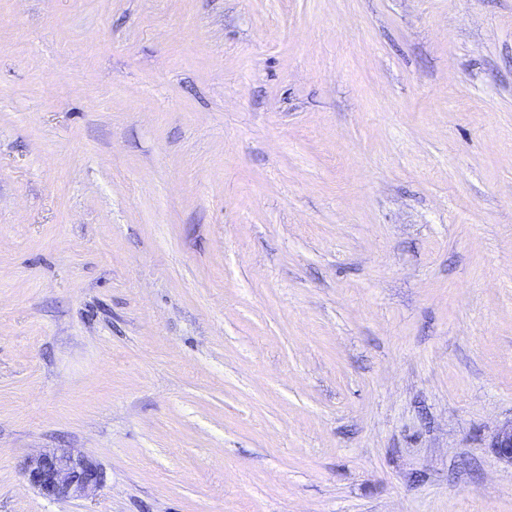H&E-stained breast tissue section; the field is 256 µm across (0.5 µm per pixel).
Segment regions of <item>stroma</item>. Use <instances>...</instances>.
Masks as SVG:
<instances>
[{
	"instance_id": "stroma-1",
	"label": "stroma",
	"mask_w": 512,
	"mask_h": 512,
	"mask_svg": "<svg viewBox=\"0 0 512 512\" xmlns=\"http://www.w3.org/2000/svg\"><path fill=\"white\" fill-rule=\"evenodd\" d=\"M510 420L512 0H0V512H512ZM491 448L497 457L512 465V421L500 426L492 439ZM24 475L30 487L52 500L88 498L104 483L99 465L71 449L53 448L28 457Z\"/></svg>"
}]
</instances>
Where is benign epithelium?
I'll list each match as a JSON object with an SVG mask.
<instances>
[{"label":"benign epithelium","instance_id":"1","mask_svg":"<svg viewBox=\"0 0 512 512\" xmlns=\"http://www.w3.org/2000/svg\"><path fill=\"white\" fill-rule=\"evenodd\" d=\"M491 447L500 460L512 464V422L496 430ZM24 475L30 487L52 500L88 498L104 483L99 465L71 449L53 448L28 457Z\"/></svg>","mask_w":512,"mask_h":512}]
</instances>
